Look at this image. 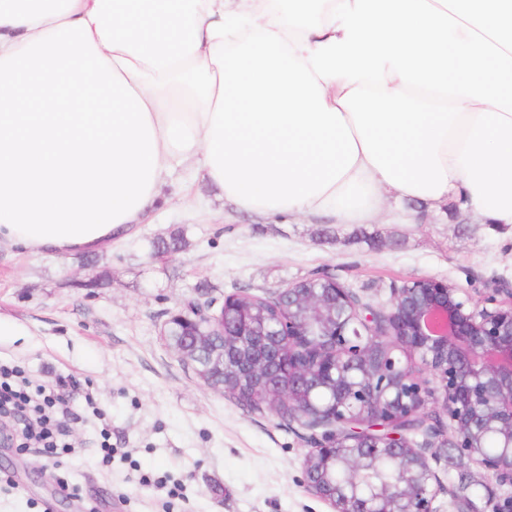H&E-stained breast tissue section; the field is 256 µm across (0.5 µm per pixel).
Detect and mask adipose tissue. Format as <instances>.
<instances>
[{"label":"adipose tissue","instance_id":"adipose-tissue-1","mask_svg":"<svg viewBox=\"0 0 512 512\" xmlns=\"http://www.w3.org/2000/svg\"><path fill=\"white\" fill-rule=\"evenodd\" d=\"M268 0H0V243L68 257L129 236L176 164L212 178L210 23ZM441 201L474 210L458 145ZM409 201L369 158L288 217L378 223Z\"/></svg>","mask_w":512,"mask_h":512}]
</instances>
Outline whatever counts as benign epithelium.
Here are the masks:
<instances>
[{"instance_id": "benign-epithelium-1", "label": "benign epithelium", "mask_w": 512, "mask_h": 512, "mask_svg": "<svg viewBox=\"0 0 512 512\" xmlns=\"http://www.w3.org/2000/svg\"><path fill=\"white\" fill-rule=\"evenodd\" d=\"M260 302L276 316L242 326L238 295L225 297L224 324L209 323L208 335L243 337L241 375L295 407L291 420L310 431L303 470L315 497L333 512H437L441 457L433 449L448 447L495 480L470 512H512L511 288L477 299L417 276L377 311L317 273ZM174 317L206 321L207 303L190 301ZM204 347L197 339L176 354L192 368ZM406 419L420 420L421 445L394 428ZM384 460L395 463L393 481L360 501L352 485Z\"/></svg>"}]
</instances>
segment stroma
I'll return each instance as SVG.
<instances>
[{
    "label": "stroma",
    "instance_id": "1",
    "mask_svg": "<svg viewBox=\"0 0 512 512\" xmlns=\"http://www.w3.org/2000/svg\"><path fill=\"white\" fill-rule=\"evenodd\" d=\"M390 207L376 224L278 221L231 210L181 166L143 224L89 261L1 244L0 316L15 330L0 336V361L35 381L71 376L80 395L66 421L76 456L56 463L38 448L0 447V475L11 479L0 484V512H332L304 483L299 424L210 389L160 328L196 294L268 297L320 270L378 310L416 276L477 297L494 281L512 288V229L478 223L454 201ZM175 233L183 248L157 253ZM99 273L106 285L87 296L79 281Z\"/></svg>",
    "mask_w": 512,
    "mask_h": 512
}]
</instances>
